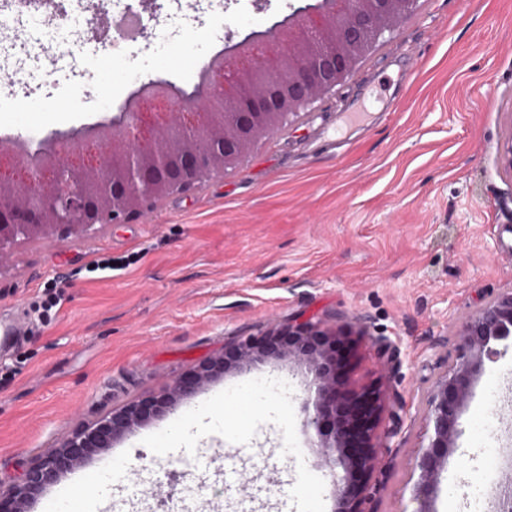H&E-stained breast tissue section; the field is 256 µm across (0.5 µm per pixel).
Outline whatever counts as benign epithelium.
<instances>
[{
	"mask_svg": "<svg viewBox=\"0 0 512 512\" xmlns=\"http://www.w3.org/2000/svg\"><path fill=\"white\" fill-rule=\"evenodd\" d=\"M418 0H329L306 4L267 32L225 45L191 88L157 79L132 92L115 112L0 155V266L21 241L89 236L107 224L152 213L165 198L202 187L236 167L257 141L307 114L345 83ZM512 334V289L493 296L458 333L455 361L432 385L424 416L427 444L415 459L416 499L427 501L454 448L459 411L491 341ZM344 335L305 321L275 324L258 338L224 345L168 388L148 393L65 435L57 448L0 484V512H25L48 487L117 438L174 410L204 383L268 359L307 365L318 381L314 414L324 464L342 468L336 512H365L367 476L390 447L377 433L375 391L346 388L334 346Z\"/></svg>",
	"mask_w": 512,
	"mask_h": 512,
	"instance_id": "7a95c632",
	"label": "benign epithelium"
}]
</instances>
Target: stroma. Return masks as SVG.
Masks as SVG:
<instances>
[{"label": "stroma", "instance_id": "stroma-1", "mask_svg": "<svg viewBox=\"0 0 512 512\" xmlns=\"http://www.w3.org/2000/svg\"><path fill=\"white\" fill-rule=\"evenodd\" d=\"M160 2L144 17L149 42L89 40L91 0H65L79 33L64 41L54 23L0 26V136L94 122L153 79L192 85L227 34L266 31L294 0ZM511 140L512 0H419L342 88L224 175L89 237L19 243L0 266V314L60 303L0 356V482L225 343L311 320L350 326L342 378L379 391V430L393 435L368 512H500L512 399L493 392L512 380V336L494 342L423 505L415 454L460 325L512 287V173L499 163ZM102 258L112 269L94 270ZM253 386L269 394L240 418L232 401ZM313 388L288 359L210 380L176 407L183 436L158 441L167 415L116 440L128 478L72 512H335L336 479L307 423ZM186 456L203 468L183 472Z\"/></svg>", "mask_w": 512, "mask_h": 512}]
</instances>
